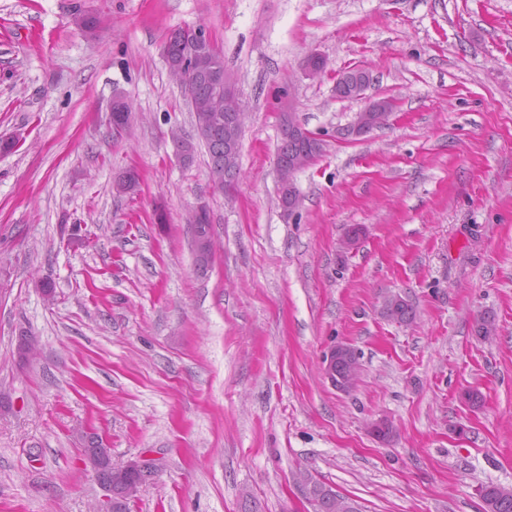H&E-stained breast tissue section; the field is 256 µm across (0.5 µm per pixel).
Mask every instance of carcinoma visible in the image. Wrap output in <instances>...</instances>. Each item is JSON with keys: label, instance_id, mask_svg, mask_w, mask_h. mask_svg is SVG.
Returning <instances> with one entry per match:
<instances>
[{"label": "carcinoma", "instance_id": "1", "mask_svg": "<svg viewBox=\"0 0 512 512\" xmlns=\"http://www.w3.org/2000/svg\"><path fill=\"white\" fill-rule=\"evenodd\" d=\"M179 29L166 35L163 55L166 64L173 68L184 66V75L192 83V112H194V133L174 139L175 150L187 147L190 157H195L197 145L203 144L209 156L210 176L221 191H235L238 181L224 174V114L235 112L238 100L224 102L218 90L224 82L236 86L233 77L224 69V56L217 48L192 46L176 36ZM293 116L285 114L280 122V143L277 147L276 162H284L300 171L314 161L311 139H296L290 131ZM385 315L398 323L414 319L413 306L398 295L386 299ZM116 492L115 512H129L131 499L127 497L136 477L131 473L110 475ZM303 485L307 487L305 498L313 512H361L356 500L339 494L319 479L306 475ZM480 496L484 512H512V489L493 483L481 487Z\"/></svg>", "mask_w": 512, "mask_h": 512}]
</instances>
